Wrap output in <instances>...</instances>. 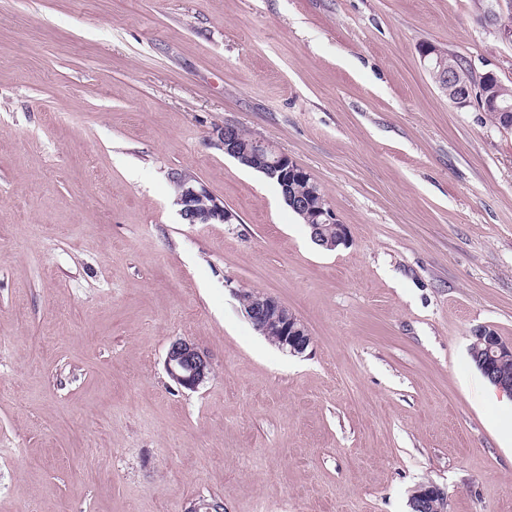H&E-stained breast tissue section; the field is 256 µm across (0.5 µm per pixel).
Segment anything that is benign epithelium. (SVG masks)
Wrapping results in <instances>:
<instances>
[{"mask_svg":"<svg viewBox=\"0 0 512 512\" xmlns=\"http://www.w3.org/2000/svg\"><path fill=\"white\" fill-rule=\"evenodd\" d=\"M497 7L483 11V18L496 25L503 36L512 40V0H494ZM430 68L443 72L441 89L448 99L459 108L471 103V92L459 84L457 71L446 63L440 54L430 55ZM495 75L483 76L482 103L504 114L506 129L512 130V106L498 102L492 91ZM215 145L225 154L237 159L242 164L253 166L266 177L288 187V182L306 177V170L286 154L261 139L246 140L240 137L238 127L226 124L217 133ZM173 183L179 193L175 203L186 224H211L214 221L231 223L232 213L224 207V201L212 195L204 186L196 185V179L188 173H177ZM285 202L295 212L301 214L310 228L313 241L328 250H334L348 241L346 225L342 224L334 209L324 201L321 194L313 190L308 197L285 193ZM249 300L244 305V313L254 329L262 336H274L280 350L291 355L304 353L310 346L312 337L304 322L284 305L278 298L259 291H248ZM472 336L486 341V355L480 360L483 376L495 388L512 396V378L499 373V366L512 362V345L502 342L496 331L490 326H480ZM165 369L169 377L180 387L195 390L203 385L213 373L212 359L193 342L178 339L172 342L165 357ZM447 501V495L438 486L420 485L410 500L412 512H431L434 500Z\"/></svg>","mask_w":512,"mask_h":512,"instance_id":"benign-epithelium-1","label":"benign epithelium"}]
</instances>
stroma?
Here are the masks:
<instances>
[{"label":"stroma","instance_id":"obj_1","mask_svg":"<svg viewBox=\"0 0 512 512\" xmlns=\"http://www.w3.org/2000/svg\"><path fill=\"white\" fill-rule=\"evenodd\" d=\"M512 85L477 0H0V512H512V445L470 357L512 344V131L425 50ZM233 124L346 224L328 251ZM190 173L233 223L186 224ZM277 297L312 342L246 318ZM214 373L185 390L171 342ZM430 69H439L444 74L441 79V89L448 95V99L459 108L471 103L470 90L463 89L459 84L457 71L446 63L442 54L436 53L429 60ZM219 149L244 166H253L266 177L274 179L286 188L285 202L294 210L293 212L310 228L313 241L328 250H335L339 245H345L348 241L347 227L339 220L334 209L324 201L321 194L313 190L304 198L315 182L311 175L305 181H296L293 189L301 195L288 193V182L304 179L306 170L293 161L286 154L274 148L261 139L246 140L240 137L238 127L232 124H224L217 133V141L214 143ZM258 171V172H259ZM297 212V213H296ZM299 213V214H298ZM250 298L244 313L254 329L262 336H275L278 348L291 355L304 353L312 337L304 322L278 298L259 291L247 290ZM165 369L178 386L195 390L211 377L213 363L209 354L193 342L178 339L167 350ZM440 499L444 502V508L437 512L447 511V495L437 485L424 486L420 485L414 491L410 500L412 512H430L434 507V500Z\"/></svg>","mask_w":512,"mask_h":512}]
</instances>
